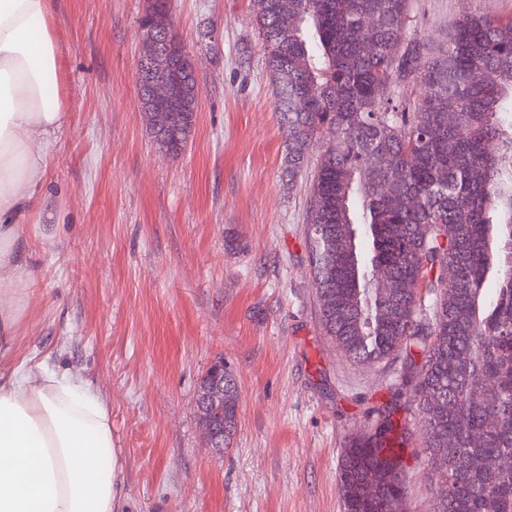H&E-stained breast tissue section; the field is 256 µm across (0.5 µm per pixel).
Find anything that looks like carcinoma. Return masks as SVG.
Wrapping results in <instances>:
<instances>
[{
	"mask_svg": "<svg viewBox=\"0 0 512 512\" xmlns=\"http://www.w3.org/2000/svg\"><path fill=\"white\" fill-rule=\"evenodd\" d=\"M167 14L155 0L139 28L161 42L143 57L170 68L185 47ZM252 21L288 177L319 152L306 224L323 330L358 362L406 353L433 512H512V16L476 9L435 44L406 39L410 0H252ZM411 80L413 99L401 93ZM140 100L156 143L179 155L160 103ZM174 105L187 138L194 83ZM237 399L226 371V448ZM392 432L388 420L349 441L345 512H407Z\"/></svg>",
	"mask_w": 512,
	"mask_h": 512,
	"instance_id": "cac0c4a2",
	"label": "carcinoma"
}]
</instances>
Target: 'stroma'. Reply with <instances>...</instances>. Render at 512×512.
I'll use <instances>...</instances> for the list:
<instances>
[{"mask_svg": "<svg viewBox=\"0 0 512 512\" xmlns=\"http://www.w3.org/2000/svg\"><path fill=\"white\" fill-rule=\"evenodd\" d=\"M429 42L471 7L411 0ZM195 69L186 150L162 152L134 79L148 0H53L71 124L34 226L20 349L91 381L125 456V512H344L338 467L380 411L405 428L408 512H432L403 357L354 362L324 332L305 221L309 176L288 181L284 139L250 0H171ZM238 379L224 453L197 410L215 360Z\"/></svg>", "mask_w": 512, "mask_h": 512, "instance_id": "obj_1", "label": "stroma"}]
</instances>
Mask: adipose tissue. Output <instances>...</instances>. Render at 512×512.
<instances>
[{
	"label": "adipose tissue",
	"mask_w": 512,
	"mask_h": 512,
	"mask_svg": "<svg viewBox=\"0 0 512 512\" xmlns=\"http://www.w3.org/2000/svg\"><path fill=\"white\" fill-rule=\"evenodd\" d=\"M52 0H0V512H120L121 451L91 382L18 349L32 281V219L70 114Z\"/></svg>",
	"instance_id": "ef3b65f1"
}]
</instances>
